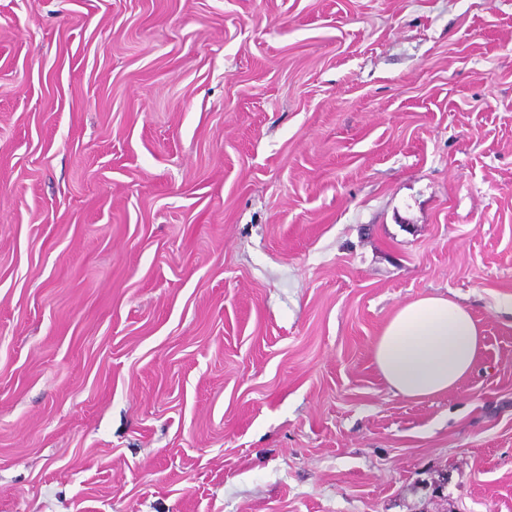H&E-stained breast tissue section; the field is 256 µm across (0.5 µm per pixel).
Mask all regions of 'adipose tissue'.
<instances>
[{"label": "adipose tissue", "mask_w": 512, "mask_h": 512, "mask_svg": "<svg viewBox=\"0 0 512 512\" xmlns=\"http://www.w3.org/2000/svg\"><path fill=\"white\" fill-rule=\"evenodd\" d=\"M483 346V330L468 307L428 295L393 313L374 344L373 359L394 395L422 399L459 387Z\"/></svg>", "instance_id": "ef3b65f1"}]
</instances>
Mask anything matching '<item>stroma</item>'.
<instances>
[{"instance_id":"obj_1","label":"stroma","mask_w":512,"mask_h":512,"mask_svg":"<svg viewBox=\"0 0 512 512\" xmlns=\"http://www.w3.org/2000/svg\"><path fill=\"white\" fill-rule=\"evenodd\" d=\"M507 296L512 0H0V512H512ZM483 346V330L468 307L428 295L393 313L374 344L373 359L394 395L422 399L459 387Z\"/></svg>"}]
</instances>
